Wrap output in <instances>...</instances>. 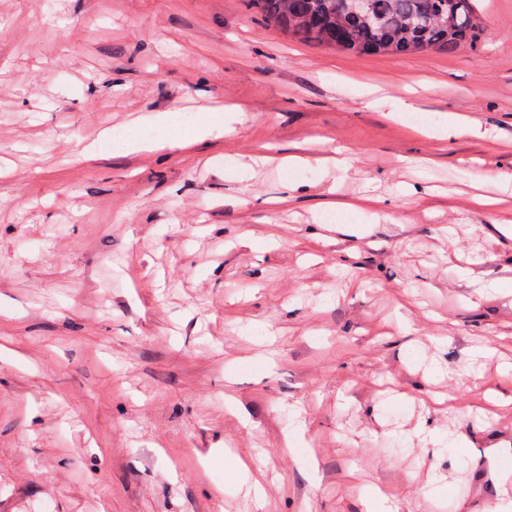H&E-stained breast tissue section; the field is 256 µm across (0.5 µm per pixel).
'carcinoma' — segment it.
Here are the masks:
<instances>
[{
    "mask_svg": "<svg viewBox=\"0 0 512 512\" xmlns=\"http://www.w3.org/2000/svg\"><path fill=\"white\" fill-rule=\"evenodd\" d=\"M287 35L361 54L399 56L474 49L483 26L473 0H247Z\"/></svg>",
    "mask_w": 512,
    "mask_h": 512,
    "instance_id": "obj_1",
    "label": "carcinoma"
}]
</instances>
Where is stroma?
Listing matches in <instances>:
<instances>
[{
	"label": "stroma",
	"instance_id": "1",
	"mask_svg": "<svg viewBox=\"0 0 512 512\" xmlns=\"http://www.w3.org/2000/svg\"><path fill=\"white\" fill-rule=\"evenodd\" d=\"M35 2L0 0V512H498L512 0H475L481 51L403 56L246 0Z\"/></svg>",
	"mask_w": 512,
	"mask_h": 512
}]
</instances>
